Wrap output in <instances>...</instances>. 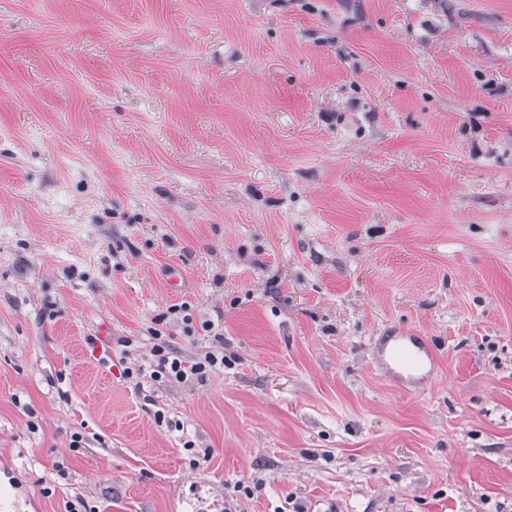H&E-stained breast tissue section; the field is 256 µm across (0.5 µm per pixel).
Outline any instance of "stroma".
<instances>
[{"instance_id":"stroma-1","label":"stroma","mask_w":512,"mask_h":512,"mask_svg":"<svg viewBox=\"0 0 512 512\" xmlns=\"http://www.w3.org/2000/svg\"><path fill=\"white\" fill-rule=\"evenodd\" d=\"M78 496L512 512V0H0V512ZM154 340L150 349L151 359L149 365H137L134 368L126 367L124 376L136 379L140 387L144 379L158 381L166 379L169 382L191 383L204 382L211 373L224 368V351L218 352L208 347L192 360L186 359L166 336H161L154 330ZM394 343L391 346H385L382 348V357L386 360L387 358L400 362L405 365H411L413 368H417L421 364L427 362L429 364L428 370L421 377H414L409 375L404 378L401 375L396 376L407 383L416 384L422 382L424 379H428L432 376L434 359L436 358L434 351L430 347H426V351L421 345L415 341L413 336H395Z\"/></svg>"}]
</instances>
